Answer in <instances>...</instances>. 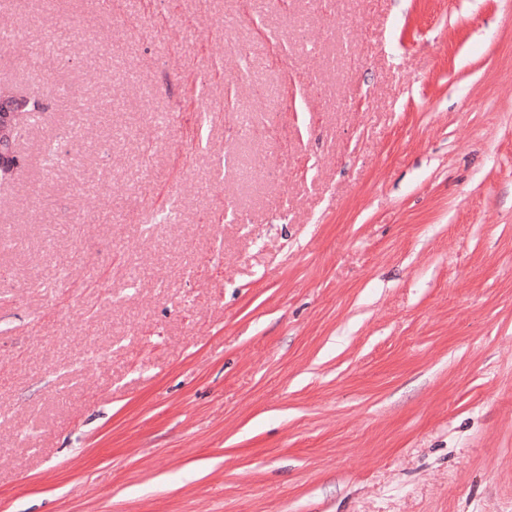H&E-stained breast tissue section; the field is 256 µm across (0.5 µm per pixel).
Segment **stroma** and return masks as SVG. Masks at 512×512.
Wrapping results in <instances>:
<instances>
[{
  "instance_id": "stroma-1",
  "label": "stroma",
  "mask_w": 512,
  "mask_h": 512,
  "mask_svg": "<svg viewBox=\"0 0 512 512\" xmlns=\"http://www.w3.org/2000/svg\"><path fill=\"white\" fill-rule=\"evenodd\" d=\"M2 24L0 512H512V0Z\"/></svg>"
}]
</instances>
